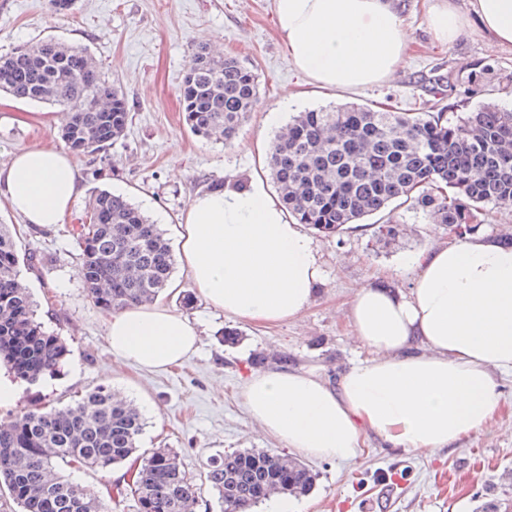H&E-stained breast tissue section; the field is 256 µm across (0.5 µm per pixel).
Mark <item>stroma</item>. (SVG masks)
<instances>
[{
	"instance_id": "obj_1",
	"label": "stroma",
	"mask_w": 512,
	"mask_h": 512,
	"mask_svg": "<svg viewBox=\"0 0 512 512\" xmlns=\"http://www.w3.org/2000/svg\"><path fill=\"white\" fill-rule=\"evenodd\" d=\"M431 0H393L412 44L393 77L381 85L321 90L309 84L288 58L275 23L273 0H74L54 12L50 0H0V55L21 44L55 40L85 49L102 77L120 87L130 109L124 136L99 155H76L80 194L61 226L25 227L0 197V224L8 225L20 253L45 258L44 268L20 265L19 274L37 303L45 330L60 336L71 354L57 375L22 384L21 395L0 418L18 417L34 405L63 407L104 385L140 411V451L174 449L187 473L197 475L211 457L246 448L286 452L249 418L244 386L250 374L287 364L325 377L366 360L351 337L343 305L366 284L407 291L405 256L448 243V231L422 215L395 210L373 215L341 237L313 234L322 283L310 307L296 319L263 326L206 308L183 266H175L170 293L160 304L200 324L195 353L166 370L145 371L113 356L103 345L106 312L86 296L77 274L75 243L68 226L80 224L94 191L125 195L150 221H162L171 245L193 197L211 180L225 183L269 179L268 146L276 134L267 114L294 93L285 118L344 104L401 112L463 115L492 102L512 106V47L489 49L479 25L452 46L432 41L427 27ZM205 46L239 59L258 75L260 103L231 145L200 139L182 121L179 89L196 48ZM442 84L443 96L431 89ZM51 106L22 102L0 92V167L12 153L34 144L58 143L47 124ZM400 224L390 246L376 241L374 226L386 218ZM191 304H183V295ZM239 333L224 344V330ZM317 479L298 498L299 512H478L493 495L512 503V376L500 384V407L489 428L462 436L429 454L390 446L369 435L348 461L308 458Z\"/></svg>"
}]
</instances>
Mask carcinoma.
Here are the masks:
<instances>
[{"instance_id": "obj_1", "label": "carcinoma", "mask_w": 512, "mask_h": 512, "mask_svg": "<svg viewBox=\"0 0 512 512\" xmlns=\"http://www.w3.org/2000/svg\"><path fill=\"white\" fill-rule=\"evenodd\" d=\"M0 92L59 108V134L81 155L104 152L124 136L128 100L83 50L47 41L0 56ZM182 119L196 136L228 145L259 101L258 77L233 56L195 50L180 88ZM267 167L280 200L297 223L340 235L390 204L414 210L448 232L475 233L489 204L512 206V107L486 104L457 121L445 112H396L350 105L301 112L279 131ZM392 244L399 225L377 227ZM77 272L99 309L153 302L170 285L174 258L165 234L126 197L98 190L77 229ZM21 257L0 224V360L34 383L69 355L34 314ZM144 423L127 400L100 386L82 401L36 407L0 429V482L23 512H188L204 489L224 512H249L272 493L303 496L315 474L296 458L250 448L213 457L199 478L177 452L155 448L126 486L104 500L62 469L106 471L131 459Z\"/></svg>"}]
</instances>
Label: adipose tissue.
Wrapping results in <instances>:
<instances>
[{
  "label": "adipose tissue",
  "instance_id": "obj_1",
  "mask_svg": "<svg viewBox=\"0 0 512 512\" xmlns=\"http://www.w3.org/2000/svg\"><path fill=\"white\" fill-rule=\"evenodd\" d=\"M278 32L294 66L330 89L388 80L408 38L390 0H274ZM452 0L430 8L428 29L455 43L476 16L490 46L512 45V0ZM0 192L24 224L62 223L79 192L67 153L32 145L0 167ZM182 261L206 306L239 321L277 324L312 303L321 265L312 239L291 222L263 182L196 195L181 217ZM408 293L366 285L345 308L368 359L337 382L292 368L254 374L249 416L288 448L313 458H355L367 433L396 448L430 453L485 430L498 409V381L512 375V246L466 234L407 256ZM199 340L196 322L162 304L110 313L104 344L146 369L180 364Z\"/></svg>",
  "mask_w": 512,
  "mask_h": 512
}]
</instances>
